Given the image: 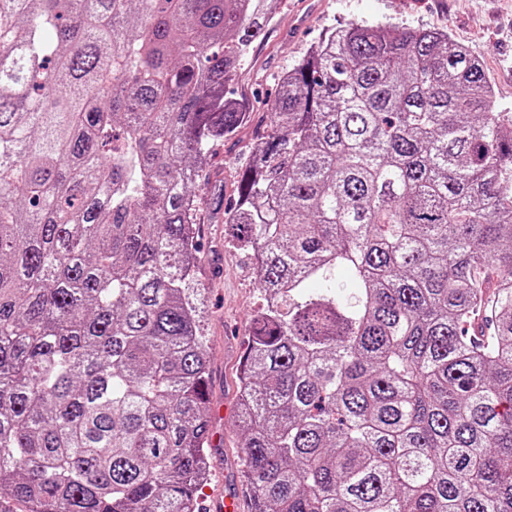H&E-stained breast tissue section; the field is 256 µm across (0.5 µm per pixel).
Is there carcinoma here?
I'll use <instances>...</instances> for the list:
<instances>
[{"label":"carcinoma","instance_id":"obj_1","mask_svg":"<svg viewBox=\"0 0 512 512\" xmlns=\"http://www.w3.org/2000/svg\"><path fill=\"white\" fill-rule=\"evenodd\" d=\"M275 0H0V512H200L201 165ZM252 253L254 512H512V113L448 32L351 23L277 79Z\"/></svg>","mask_w":512,"mask_h":512}]
</instances>
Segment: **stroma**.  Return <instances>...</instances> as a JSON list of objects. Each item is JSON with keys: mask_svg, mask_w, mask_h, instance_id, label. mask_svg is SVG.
<instances>
[{"mask_svg": "<svg viewBox=\"0 0 512 512\" xmlns=\"http://www.w3.org/2000/svg\"><path fill=\"white\" fill-rule=\"evenodd\" d=\"M404 22L446 30L454 43L478 57L499 111L512 113V0H278L277 20L242 61L229 93L262 114L257 93L273 88L334 28L351 22ZM255 125L216 142L204 176L197 226L198 265L190 282L195 319L210 364L211 471L203 488L220 499L241 485L240 437L235 428L238 377L252 314L263 294L253 260L231 247L224 224V190L254 145Z\"/></svg>", "mask_w": 512, "mask_h": 512, "instance_id": "stroma-1", "label": "stroma"}]
</instances>
